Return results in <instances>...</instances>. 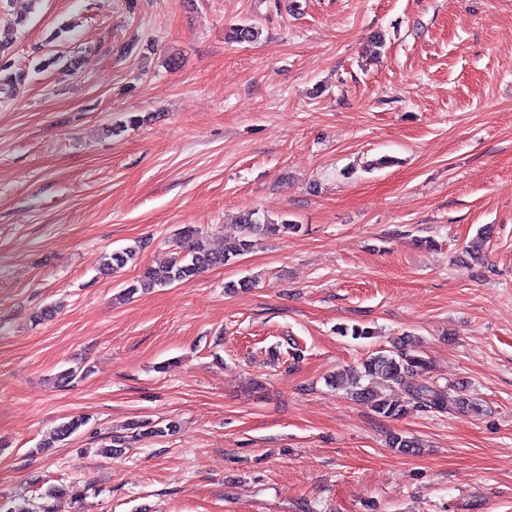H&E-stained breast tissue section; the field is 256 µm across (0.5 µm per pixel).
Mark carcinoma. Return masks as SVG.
<instances>
[{
	"label": "carcinoma",
	"mask_w": 512,
	"mask_h": 512,
	"mask_svg": "<svg viewBox=\"0 0 512 512\" xmlns=\"http://www.w3.org/2000/svg\"><path fill=\"white\" fill-rule=\"evenodd\" d=\"M261 36V28L255 23H240L229 28L228 38L237 43H255ZM21 81V76L11 67L0 68V92L12 93ZM239 236L224 243L217 252L208 247L205 237L194 226H185L178 232L180 251L160 268H145L131 284L121 290L128 296L138 290H153L174 283L191 280L210 268L223 266L244 255L257 238L277 236L285 230L296 232L299 225L283 219L279 223L263 220L253 210L243 212L237 224ZM142 245L127 247L104 255L101 271L113 274L136 259ZM414 341L403 336L391 348L377 351L362 363L360 373L346 375L336 373V387L350 386L355 400L370 406L384 418L398 419L418 409L426 411L478 412V403L465 394L453 392L448 385H439L424 378L428 366L426 360L413 349ZM86 424V419L73 416L61 423L39 449L51 448L76 433ZM389 445L397 452L409 455L420 448L418 440L402 434L389 437ZM0 512H37L28 499L0 501Z\"/></svg>",
	"instance_id": "cac0c4a2"
}]
</instances>
